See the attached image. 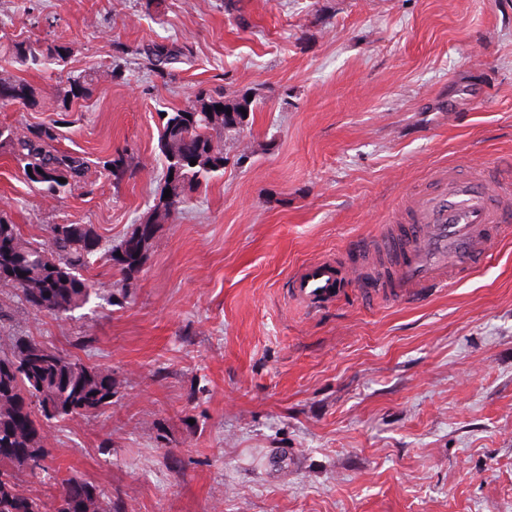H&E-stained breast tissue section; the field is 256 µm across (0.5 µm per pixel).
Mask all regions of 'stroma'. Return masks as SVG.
Listing matches in <instances>:
<instances>
[{"label":"stroma","mask_w":512,"mask_h":512,"mask_svg":"<svg viewBox=\"0 0 512 512\" xmlns=\"http://www.w3.org/2000/svg\"><path fill=\"white\" fill-rule=\"evenodd\" d=\"M0 0V35L65 43L0 77L59 122L62 148L123 156L93 193L44 196L0 148V211L25 240L92 224L116 245L163 189L159 115L198 88L252 95L224 174L158 225L134 287L57 320L0 288V349L22 336L112 370V405L44 428L54 465L114 512H512V236L455 285L305 306L307 262H357L454 166L512 172V0ZM155 44L188 54L159 77ZM121 65L123 76L110 71ZM87 96L58 110L68 77Z\"/></svg>","instance_id":"obj_1"}]
</instances>
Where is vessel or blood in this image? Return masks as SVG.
I'll return each mask as SVG.
<instances>
[{
	"label": "vessel or blood",
	"mask_w": 512,
	"mask_h": 512,
	"mask_svg": "<svg viewBox=\"0 0 512 512\" xmlns=\"http://www.w3.org/2000/svg\"><path fill=\"white\" fill-rule=\"evenodd\" d=\"M436 191L411 203L412 221L390 226L379 238L360 243L357 265L312 262L291 280L294 299L327 304L344 284L368 269L376 283L368 296L410 298L446 288L486 259L505 228L512 226V202L493 186L485 171L451 168L436 173Z\"/></svg>",
	"instance_id": "obj_1"
}]
</instances>
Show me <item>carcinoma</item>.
I'll use <instances>...</instances> for the list:
<instances>
[{"mask_svg":"<svg viewBox=\"0 0 512 512\" xmlns=\"http://www.w3.org/2000/svg\"><path fill=\"white\" fill-rule=\"evenodd\" d=\"M5 55L39 70L65 62L68 47L54 43L45 48L24 41L0 43ZM150 71L162 76L166 65L185 51L155 46L144 52ZM85 78H68L61 98V111H71L73 101L86 95ZM36 104L32 86L23 80L0 79V107ZM224 107L219 111L216 106ZM246 98H230L218 91L199 90L183 108L165 113L158 148L165 159L168 198H155L146 221L130 237L109 250L108 261L123 280L135 278L155 226L167 222L188 203L190 195L224 174V149L218 138L240 133L225 119L251 111ZM54 123L29 124L23 129L0 125V147H5L26 182L44 194L60 197L85 183L91 165L84 152L58 147ZM196 165H190L191 160ZM108 173L120 179L134 176V169L117 157L102 161ZM173 179H168V176ZM65 182H59V179ZM47 240L34 244L22 238L19 229L0 213V287L10 288L40 313L66 320L86 305L93 295L86 272L96 262L101 237L91 224H50ZM23 268L25 276L18 274ZM112 370L89 366L81 358L64 354L43 343L17 338L5 353L0 351V512H112V498L90 482L63 478L61 490L51 502L26 494L22 483L49 474L50 453L45 447L40 419L73 417L112 406Z\"/></svg>","mask_w":512,"mask_h":512,"instance_id":"obj_1","label":"carcinoma"}]
</instances>
